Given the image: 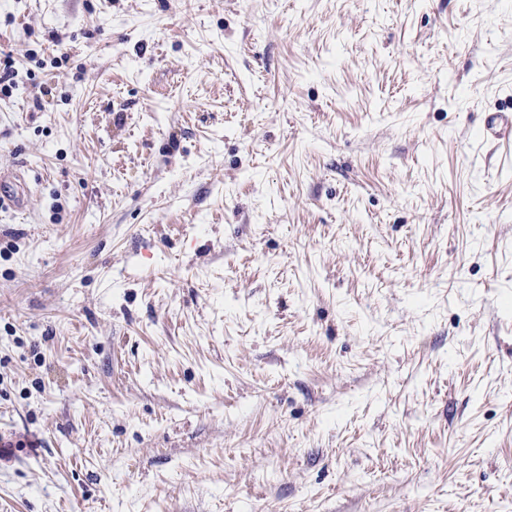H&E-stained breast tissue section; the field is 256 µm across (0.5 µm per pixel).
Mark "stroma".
<instances>
[{"label":"stroma","mask_w":512,"mask_h":512,"mask_svg":"<svg viewBox=\"0 0 512 512\" xmlns=\"http://www.w3.org/2000/svg\"><path fill=\"white\" fill-rule=\"evenodd\" d=\"M7 56L0 512H512V0H0ZM484 128L494 138L512 140V120L509 115L501 113L488 115L484 121Z\"/></svg>","instance_id":"35a3bbf8"}]
</instances>
